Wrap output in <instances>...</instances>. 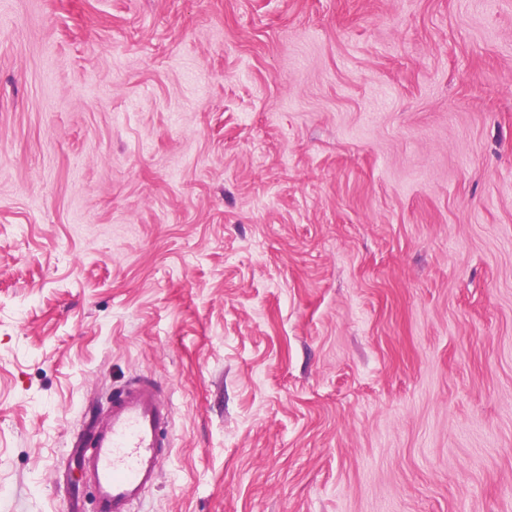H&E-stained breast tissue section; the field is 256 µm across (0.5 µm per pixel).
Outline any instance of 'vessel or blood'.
<instances>
[{
    "label": "vessel or blood",
    "mask_w": 512,
    "mask_h": 512,
    "mask_svg": "<svg viewBox=\"0 0 512 512\" xmlns=\"http://www.w3.org/2000/svg\"><path fill=\"white\" fill-rule=\"evenodd\" d=\"M171 418L153 384L118 389L104 418L79 440L77 458L95 493L96 512H131L161 476L163 429Z\"/></svg>",
    "instance_id": "1"
}]
</instances>
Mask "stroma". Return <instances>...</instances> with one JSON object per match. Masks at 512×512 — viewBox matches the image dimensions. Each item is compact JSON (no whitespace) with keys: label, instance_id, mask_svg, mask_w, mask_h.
Returning a JSON list of instances; mask_svg holds the SVG:
<instances>
[{"label":"stroma","instance_id":"obj_1","mask_svg":"<svg viewBox=\"0 0 512 512\" xmlns=\"http://www.w3.org/2000/svg\"><path fill=\"white\" fill-rule=\"evenodd\" d=\"M138 380L133 512H512V0H0V512Z\"/></svg>","mask_w":512,"mask_h":512}]
</instances>
